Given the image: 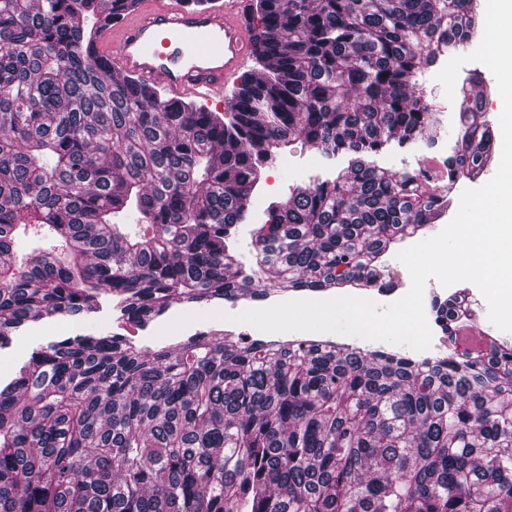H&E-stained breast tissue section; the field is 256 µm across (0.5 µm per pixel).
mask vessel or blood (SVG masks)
<instances>
[{
	"instance_id": "1",
	"label": "vessel or blood",
	"mask_w": 512,
	"mask_h": 512,
	"mask_svg": "<svg viewBox=\"0 0 512 512\" xmlns=\"http://www.w3.org/2000/svg\"><path fill=\"white\" fill-rule=\"evenodd\" d=\"M248 0L215 7L192 0H136L119 16H105L96 57L109 74L164 89L170 99L223 97L238 84L254 52Z\"/></svg>"
}]
</instances>
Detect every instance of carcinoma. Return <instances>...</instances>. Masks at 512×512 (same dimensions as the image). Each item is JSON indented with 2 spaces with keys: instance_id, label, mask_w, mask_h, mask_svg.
Wrapping results in <instances>:
<instances>
[{
  "instance_id": "obj_1",
  "label": "carcinoma",
  "mask_w": 512,
  "mask_h": 512,
  "mask_svg": "<svg viewBox=\"0 0 512 512\" xmlns=\"http://www.w3.org/2000/svg\"><path fill=\"white\" fill-rule=\"evenodd\" d=\"M107 4L130 0H0V347L104 296L144 326L175 300L371 286L438 214L420 171L356 158L271 202L255 263L232 261L290 143L438 139L417 76L481 29L474 0H251L257 68L222 113L107 80L88 55ZM482 86L459 84L450 189L493 157ZM462 315L437 307L452 342ZM0 512H512V346L419 362L221 329L67 337L0 387Z\"/></svg>"
}]
</instances>
